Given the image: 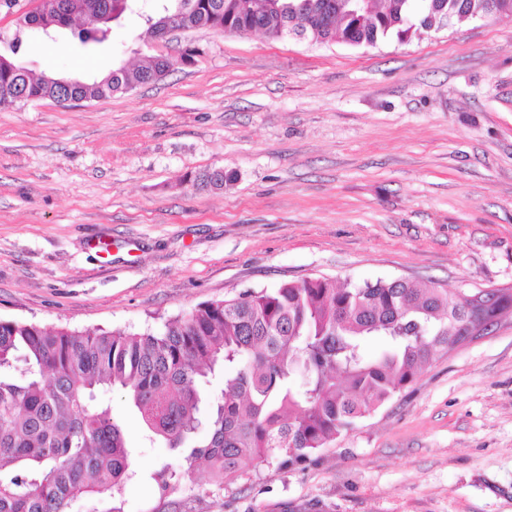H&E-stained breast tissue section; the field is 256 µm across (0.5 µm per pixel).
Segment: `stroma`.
<instances>
[{"label": "stroma", "mask_w": 512, "mask_h": 512, "mask_svg": "<svg viewBox=\"0 0 512 512\" xmlns=\"http://www.w3.org/2000/svg\"><path fill=\"white\" fill-rule=\"evenodd\" d=\"M34 73L134 67L159 48L142 18L81 46L20 26ZM202 50L107 98L0 110V319L161 328L200 303L326 277L512 289V19L373 47L177 34ZM221 169L220 191L187 173ZM134 450L120 493L70 512H168L151 479L172 456L117 390L99 391ZM189 512H512V313L439 356L310 462L256 461L217 487L196 468Z\"/></svg>", "instance_id": "obj_1"}]
</instances>
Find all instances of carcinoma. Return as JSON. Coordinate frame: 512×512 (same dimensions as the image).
<instances>
[{
  "instance_id": "obj_1",
  "label": "carcinoma",
  "mask_w": 512,
  "mask_h": 512,
  "mask_svg": "<svg viewBox=\"0 0 512 512\" xmlns=\"http://www.w3.org/2000/svg\"><path fill=\"white\" fill-rule=\"evenodd\" d=\"M90 0H43L49 35L87 18ZM111 15L80 28L83 45L105 41L110 24L136 0H96ZM357 11L350 0H158L152 34L196 10L217 33L242 34L254 23L270 38L285 28L319 43L375 46L482 16L512 19V0H381ZM0 57V107L51 99L90 100L127 93L165 78L169 58L124 66L100 79L64 84ZM231 177L193 176L199 189ZM467 317L455 293L403 279L336 285L327 278L247 290L203 303L158 330L47 329L0 320V512H68L80 495L114 493L134 475V453L96 389L117 388L141 417L148 438L179 456L152 475L164 494L205 462L219 487L245 475L250 460H308L357 420L412 383L459 340ZM388 349L364 354L372 338ZM224 390L205 391L215 369Z\"/></svg>"
}]
</instances>
